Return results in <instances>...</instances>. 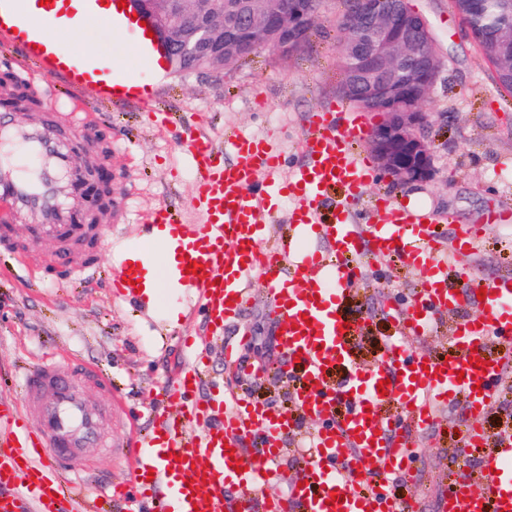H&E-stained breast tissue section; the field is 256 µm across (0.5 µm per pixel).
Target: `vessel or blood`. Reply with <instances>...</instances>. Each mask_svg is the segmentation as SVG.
<instances>
[{
	"label": "vessel or blood",
	"instance_id": "1",
	"mask_svg": "<svg viewBox=\"0 0 512 512\" xmlns=\"http://www.w3.org/2000/svg\"><path fill=\"white\" fill-rule=\"evenodd\" d=\"M118 2L0 0V45L21 49L23 64L47 82L68 87L69 104L57 111L55 122L70 125L77 136L66 143L47 124L19 128L11 112L0 111V158L23 150L53 161L36 184L0 173L1 224L19 211L35 210L46 215L36 228L40 238L79 246L111 234V224L86 222L79 204H57L55 190L58 176L74 178L78 144L92 136L80 108L85 87H95L101 101L115 106L143 100L138 87H126V74L115 71L105 53H68L61 31L95 21L114 42L128 43L140 64L151 66L159 55L147 27ZM103 5L109 8L105 18L99 14ZM360 129L355 117L340 129L333 113H311L304 136L308 161L285 179L278 155L263 140L239 133L220 145L197 126L182 133L180 145L198 172L193 202L200 221L187 231L168 207L152 211L149 227L168 225L179 236L167 286L193 291L219 340L250 303L248 274L270 279L282 350L278 371L295 380L294 406L243 401L225 392L223 380L207 379L198 363L186 362L165 390L168 404L151 432L122 453L130 479L113 484L111 493L129 499L130 512H141L146 500L151 512H397L387 487L363 488L366 464H378L390 476L411 473L410 434L432 426L439 410L459 406L466 413L460 428L465 445L481 449L484 468L496 473L477 491L471 473L452 471L443 512H512V433L492 437L476 423L499 399L506 358L493 355L489 345L512 335V278L488 284L464 264L456 288H448L447 261L434 227L393 199H380L377 217L367 223L350 220L334 194H359L371 178L353 151ZM283 199L290 203L284 217ZM282 218L292 235L261 248ZM371 252L412 266L421 295L406 324L384 341L379 360L356 366L338 381L335 367L348 361L353 337L342 306L359 262ZM160 253L150 238L126 248L113 268L114 296L149 305L146 287ZM476 300L482 316L458 324L449 338V359L413 354L410 342L428 333L435 313ZM102 380L90 363L45 358L23 375L21 402L0 397V512H84L80 483L88 451L99 445L102 422L112 413L86 403L79 386ZM382 380L388 383L383 391L377 388ZM389 404L403 425L385 418ZM301 415L321 422L305 442L302 484L283 498L231 497L230 485L245 481L260 489L276 474Z\"/></svg>",
	"mask_w": 512,
	"mask_h": 512
}]
</instances>
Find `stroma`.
Instances as JSON below:
<instances>
[{
	"label": "stroma",
	"mask_w": 512,
	"mask_h": 512,
	"mask_svg": "<svg viewBox=\"0 0 512 512\" xmlns=\"http://www.w3.org/2000/svg\"><path fill=\"white\" fill-rule=\"evenodd\" d=\"M413 3L429 20L441 59L439 76L423 104L434 174L426 181L396 184L375 172L362 193L348 199V209L363 223L371 218L378 198L397 195L413 201L445 242L468 230L480 232L466 261L482 279L512 277V221H489L491 214L512 213V94L498 89L492 67L468 35L452 0ZM341 9V0H325L307 47L285 60L263 50L218 74L183 76L132 66L133 77L151 84L158 108L175 114L169 132L158 129L140 105L117 110L86 92L88 117L100 130L95 149L112 174L113 191L130 198V214L116 238L134 243L144 232L146 214L161 203L172 205L181 223H198L192 202L194 165L175 142L183 126H200L219 142L236 130L266 140L281 156L284 177L304 163L308 115L340 101L336 17ZM35 81V75L11 68L9 58L0 56V97L8 84L31 96L29 109L16 113V122L48 123L54 118L56 97L33 94ZM36 222L32 215L15 219L11 247L0 249V394L20 397L19 375L39 358L78 356L96 363L115 382L125 413L144 431L161 405V386L183 365L184 344L191 341L228 390L249 401L287 404L289 390L275 373L260 378L225 374L221 350L210 345V331L190 293L171 304L146 307L114 297L108 272L117 255L109 244L97 249L99 266L92 287L68 276L29 277L13 252L27 245ZM251 291L252 306L240 327L225 330L224 340L253 367L271 364L281 353L267 280L253 277ZM420 291L416 272L397 257L372 255L362 262L345 301L357 363L377 360L384 338L394 335L401 315ZM461 420L455 411L410 437L422 468L419 475L399 483L397 494L414 502L416 512H438V502L448 491V472L455 466ZM127 435L121 421L105 425L102 444L87 461L91 477L82 492L88 500H98L107 482L124 479L126 468L109 443Z\"/></svg>",
	"instance_id": "35a3bbf8"
}]
</instances>
